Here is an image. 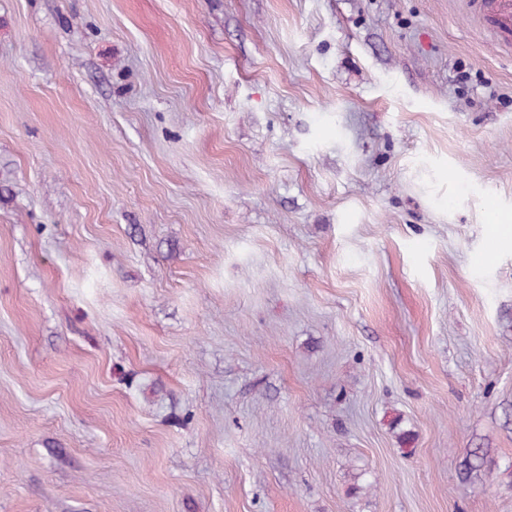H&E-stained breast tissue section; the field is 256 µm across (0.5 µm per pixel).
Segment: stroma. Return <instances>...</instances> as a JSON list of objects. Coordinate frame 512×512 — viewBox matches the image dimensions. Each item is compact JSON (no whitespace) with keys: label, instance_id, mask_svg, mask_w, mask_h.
I'll use <instances>...</instances> for the list:
<instances>
[{"label":"stroma","instance_id":"1","mask_svg":"<svg viewBox=\"0 0 512 512\" xmlns=\"http://www.w3.org/2000/svg\"><path fill=\"white\" fill-rule=\"evenodd\" d=\"M504 218L468 0H0V512H512Z\"/></svg>","mask_w":512,"mask_h":512}]
</instances>
